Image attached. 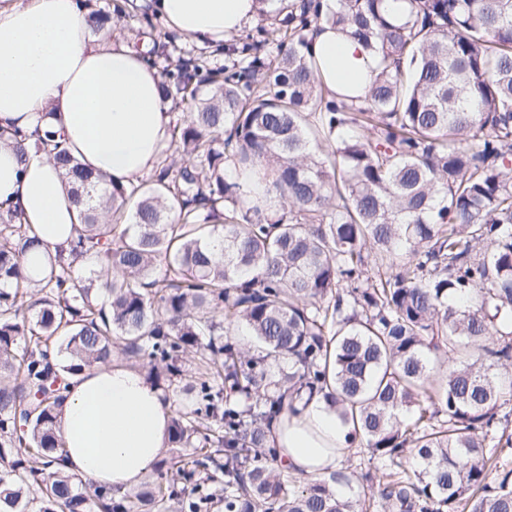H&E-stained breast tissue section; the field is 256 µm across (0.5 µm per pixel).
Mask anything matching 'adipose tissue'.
I'll list each match as a JSON object with an SVG mask.
<instances>
[{"label": "adipose tissue", "instance_id": "obj_1", "mask_svg": "<svg viewBox=\"0 0 512 512\" xmlns=\"http://www.w3.org/2000/svg\"><path fill=\"white\" fill-rule=\"evenodd\" d=\"M177 33L220 45L278 8V0H151ZM92 25L79 0H0V214L33 225L44 247H68L79 211L44 154L19 149L10 134L52 130L79 161L112 182L151 171L176 120L157 68L143 50ZM309 53L337 99L362 94L379 58L328 23ZM171 401L143 369L115 361L70 377L57 409L65 442L61 469L124 492L138 486L170 445ZM285 472L315 479L353 447L352 429L323 394L282 409L268 426Z\"/></svg>", "mask_w": 512, "mask_h": 512}]
</instances>
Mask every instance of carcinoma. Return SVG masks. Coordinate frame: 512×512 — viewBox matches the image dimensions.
I'll use <instances>...</instances> for the list:
<instances>
[{
	"instance_id": "obj_1",
	"label": "carcinoma",
	"mask_w": 512,
	"mask_h": 512,
	"mask_svg": "<svg viewBox=\"0 0 512 512\" xmlns=\"http://www.w3.org/2000/svg\"><path fill=\"white\" fill-rule=\"evenodd\" d=\"M405 3L395 25L385 0H288L224 41V65L179 57L162 89L188 112L145 177L15 135L80 223L30 269L36 231L0 216V512H512V0ZM82 6L96 33L125 16ZM320 22L379 55L360 106L305 55ZM241 324L261 355L229 339ZM117 345L189 395L175 452L121 498L57 468L67 379ZM316 391L382 464L363 501L267 446L284 402Z\"/></svg>"
}]
</instances>
